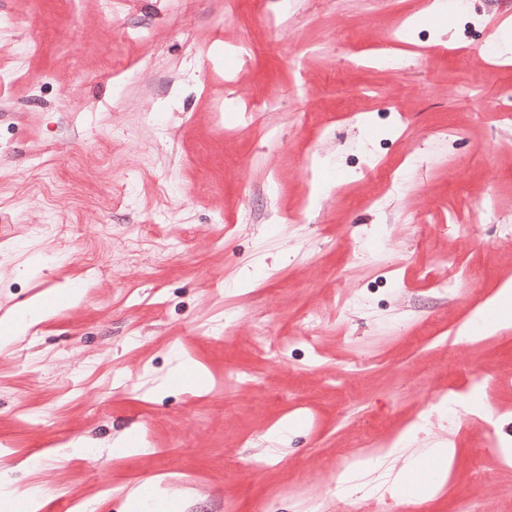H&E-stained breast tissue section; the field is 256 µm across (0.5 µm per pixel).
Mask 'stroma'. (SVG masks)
Listing matches in <instances>:
<instances>
[{
	"label": "stroma",
	"mask_w": 512,
	"mask_h": 512,
	"mask_svg": "<svg viewBox=\"0 0 512 512\" xmlns=\"http://www.w3.org/2000/svg\"><path fill=\"white\" fill-rule=\"evenodd\" d=\"M396 26L405 66L363 62ZM505 28L512 0L458 16L428 0H0V314L60 284L82 293L0 349V478L20 491L6 512L36 487L53 491L41 512H132L141 480L173 512H296L297 491L339 512L337 468L413 428L454 450L429 512H512V124L488 107L512 57L477 54ZM489 198L488 221L471 207ZM453 217L465 233L445 231ZM50 224L69 225L68 254ZM139 226L185 242L158 265L127 250ZM448 252L480 282L441 291ZM488 303L494 331L463 335ZM314 310L327 318L308 336ZM227 312L230 335H207ZM260 331L291 340L285 361ZM228 369L251 387L216 388ZM478 374L494 429L431 409Z\"/></svg>",
	"instance_id": "obj_1"
}]
</instances>
